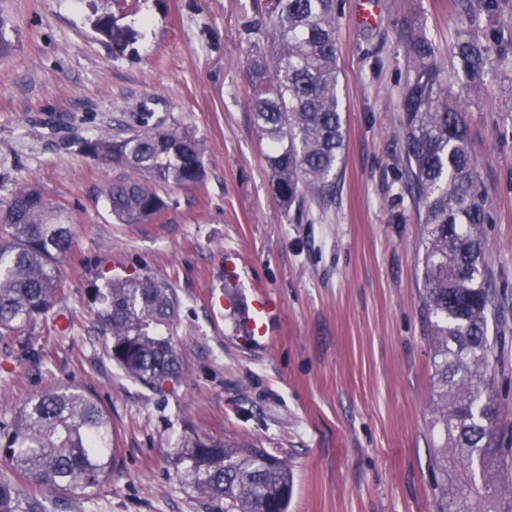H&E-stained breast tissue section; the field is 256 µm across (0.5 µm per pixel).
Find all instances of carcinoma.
Here are the masks:
<instances>
[{"label": "carcinoma", "mask_w": 512, "mask_h": 512, "mask_svg": "<svg viewBox=\"0 0 512 512\" xmlns=\"http://www.w3.org/2000/svg\"><path fill=\"white\" fill-rule=\"evenodd\" d=\"M92 26L114 52L135 39L128 25L100 15ZM251 87L248 107L272 189L284 213L302 216L310 199L336 191L345 150V119L338 96L335 0H271L265 13L239 21ZM497 51L469 31L453 44L456 86L437 63L439 48L421 27L405 41L408 80L402 96L401 141L406 190L423 211L420 307L432 351V424L442 436L435 462L463 473L453 497L443 481L437 512H512V484L499 481L488 461L499 404L492 376L494 344L488 315L494 292L486 277L489 245L485 194L475 180L467 100L479 94ZM125 134H100L84 153L122 172L105 189L121 224H150L168 208L163 186L203 180L204 148L187 127L149 123ZM72 245L71 225L26 183L0 203V336L49 311L61 294L58 265ZM96 316L111 336L108 355L125 377L154 394L183 375L172 336L177 320L173 289L150 274L118 278L95 291ZM171 460L190 487L224 501V512H286L292 491L288 461L252 441L226 443L192 434ZM0 512H40L20 484L41 499L85 491L112 478V420L77 386H57L22 403L0 430Z\"/></svg>", "instance_id": "obj_1"}]
</instances>
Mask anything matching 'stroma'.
I'll return each mask as SVG.
<instances>
[{"label":"stroma","instance_id":"1","mask_svg":"<svg viewBox=\"0 0 512 512\" xmlns=\"http://www.w3.org/2000/svg\"><path fill=\"white\" fill-rule=\"evenodd\" d=\"M267 0H0V201L27 181L62 208L74 244L64 295L31 325L0 338V424L56 385L93 394L112 418L110 482L66 494L47 512H224L200 498L171 453L184 432L248 439L288 459V512H436L442 475L431 429L432 354L420 310L421 228L405 192L400 140L403 40L421 23L453 70L461 0H378L360 24L337 0L339 96L346 150L336 193L302 220L275 199L248 110L239 20ZM118 13L138 33L115 53L90 20ZM477 34L502 46L467 105L477 182L486 192L489 319L500 415L495 445L512 448V0ZM187 126L204 144L196 187L163 188L153 224H120L104 199L117 170L85 141L141 113ZM233 251L280 303L262 350L233 336L247 297L224 275ZM150 274L178 302L185 374L153 394L126 378L95 327V289ZM231 302L215 319L212 298ZM71 327L61 331L60 321Z\"/></svg>","mask_w":512,"mask_h":512}]
</instances>
